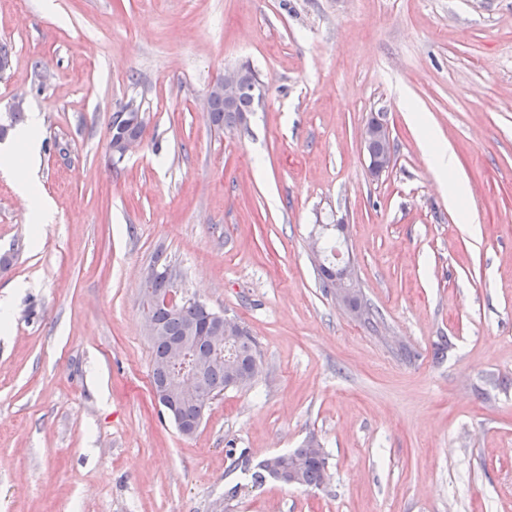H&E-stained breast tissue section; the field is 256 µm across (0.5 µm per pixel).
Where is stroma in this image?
<instances>
[{"label":"stroma","mask_w":512,"mask_h":512,"mask_svg":"<svg viewBox=\"0 0 512 512\" xmlns=\"http://www.w3.org/2000/svg\"><path fill=\"white\" fill-rule=\"evenodd\" d=\"M0 46V115L41 113L53 210L34 236L0 162V512H512V0H0ZM242 62L264 98L215 129L206 93ZM130 103L146 124L116 164ZM339 220L373 328L317 279L311 240ZM158 257L257 342L252 386L190 437L151 385ZM310 438L321 487L252 485ZM412 114L417 128L427 143L436 174L442 183L448 185V205L453 208L467 209L465 185L459 175L458 161L454 152L434 133L424 113L413 112ZM295 451L296 449L294 452ZM293 453L275 455L259 463L257 470L251 474L253 483L255 485H261L267 477L274 479V474L279 471V467L284 465L288 467V462L294 460L291 459Z\"/></svg>","instance_id":"1"}]
</instances>
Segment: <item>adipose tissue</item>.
Listing matches in <instances>:
<instances>
[{
    "label": "adipose tissue",
    "instance_id": "adipose-tissue-1",
    "mask_svg": "<svg viewBox=\"0 0 512 512\" xmlns=\"http://www.w3.org/2000/svg\"><path fill=\"white\" fill-rule=\"evenodd\" d=\"M413 119L427 143L436 174L448 187L449 206L464 207L465 185L459 175L458 161L454 152L434 133L424 113H414ZM40 124V116L32 115L28 127L17 132L16 142L20 146V153L12 168L15 185L21 195L29 201L31 222L36 227L47 223L49 216L48 207L40 196L33 179V171L40 152V141L37 137Z\"/></svg>",
    "mask_w": 512,
    "mask_h": 512
}]
</instances>
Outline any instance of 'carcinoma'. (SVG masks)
Wrapping results in <instances>:
<instances>
[{
    "instance_id": "cac0c4a2",
    "label": "carcinoma",
    "mask_w": 512,
    "mask_h": 512,
    "mask_svg": "<svg viewBox=\"0 0 512 512\" xmlns=\"http://www.w3.org/2000/svg\"><path fill=\"white\" fill-rule=\"evenodd\" d=\"M259 105V98L252 91V86L241 89L233 108L228 109L224 100L216 98L211 102L209 118L211 124L218 130H226L237 125L244 116L251 115ZM326 253L323 265L317 268L320 286L329 287L336 282L337 255L340 252L338 240L331 238L324 243ZM213 316L217 312L211 308L203 307V303L195 297L189 296L175 306L168 308L158 305L149 310L146 315L148 325L155 329L156 339L152 340L153 370L152 380L158 382L167 376L159 366L165 357L170 340L186 335L192 331L196 335L193 343L192 356L202 364L203 380L210 393L218 396L230 388L229 378L225 370V361L234 365L237 373L243 378L240 388L251 385V373L258 359L256 341L246 327H241L233 339L227 357L223 358L213 354L210 341L199 331L206 320V314ZM168 407L174 412L177 419V428L180 431L189 430L201 425L206 405L185 399L179 392L171 390L164 397ZM291 454L275 455L258 464L257 470L251 474L254 484H262L266 478L274 477L279 467L288 465ZM327 468V452L308 453L302 451L298 462L294 464L295 485L302 487H318L324 483Z\"/></svg>"
}]
</instances>
